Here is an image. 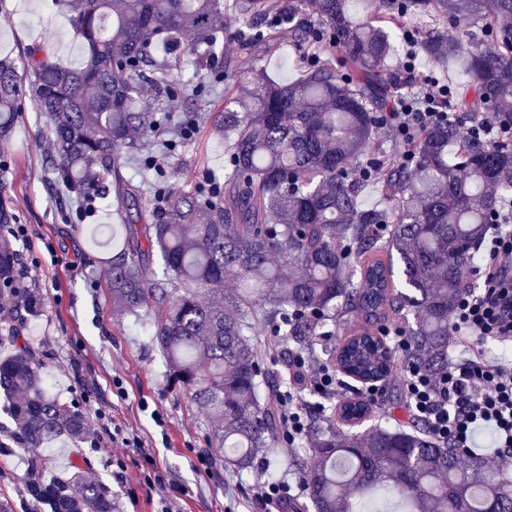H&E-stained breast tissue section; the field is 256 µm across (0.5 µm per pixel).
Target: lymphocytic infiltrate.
Here are the masks:
<instances>
[{
    "label": "lymphocytic infiltrate",
    "instance_id": "1",
    "mask_svg": "<svg viewBox=\"0 0 512 512\" xmlns=\"http://www.w3.org/2000/svg\"><path fill=\"white\" fill-rule=\"evenodd\" d=\"M446 94L439 81L429 80L419 106L400 103L398 111L385 113L383 123L410 148L419 132L445 120L440 101ZM470 271L480 287L462 296L453 318L459 360L439 376L407 370L403 386L409 413L433 437L469 455L487 451L497 458L512 448V359L488 358L483 345L490 339L512 341V227L492 225ZM292 366L305 390L322 399L336 398L344 389L334 370L305 355H296Z\"/></svg>",
    "mask_w": 512,
    "mask_h": 512
}]
</instances>
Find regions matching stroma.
<instances>
[{"instance_id":"obj_1","label":"stroma","mask_w":512,"mask_h":512,"mask_svg":"<svg viewBox=\"0 0 512 512\" xmlns=\"http://www.w3.org/2000/svg\"><path fill=\"white\" fill-rule=\"evenodd\" d=\"M238 27L236 0H224L217 55L206 68L187 69L205 96L196 134L179 150L153 149L170 189L190 190L224 175L228 142L216 133L212 110L242 91L223 76L225 60L239 57ZM41 45L62 66L83 61L67 14L52 0H0V54L22 65L27 51ZM48 149L44 118L23 100L11 136L0 140V203L25 231L12 244L28 267L21 285L43 300L23 336L37 349L48 392L62 403L79 404L95 433L94 442L79 450L59 437L44 455L58 472L81 463L88 478L111 489L117 512H274L259 499V484L267 474L300 481L293 448L278 440L243 470L220 462L209 470L199 466L195 451L209 446L202 412L171 385L147 325L113 310L108 295V227L122 222L125 209L113 195L86 212L64 200L45 168ZM252 338L267 346L266 365L278 390H287L288 341L274 339L267 325ZM116 432L137 439V446L113 447ZM26 469L25 453L0 456V500L12 512H41L25 493Z\"/></svg>"}]
</instances>
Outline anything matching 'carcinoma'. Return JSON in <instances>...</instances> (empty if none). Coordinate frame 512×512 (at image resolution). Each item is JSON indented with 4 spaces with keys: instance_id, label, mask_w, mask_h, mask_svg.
<instances>
[{
    "instance_id": "obj_1",
    "label": "carcinoma",
    "mask_w": 512,
    "mask_h": 512,
    "mask_svg": "<svg viewBox=\"0 0 512 512\" xmlns=\"http://www.w3.org/2000/svg\"><path fill=\"white\" fill-rule=\"evenodd\" d=\"M237 0L240 53L251 67L224 64L244 85L224 101L218 127L231 135L224 186L174 192L158 178L149 194L120 180L122 159L150 161L147 143L191 132L198 113L174 121L191 87L184 62L215 56L223 0H55L87 49L81 68L56 63L44 47L24 67L0 58V138L29 97L47 119L51 180L87 202L115 191L150 220L111 229L106 287L112 306L157 312L153 342L172 382L204 414L211 446L239 469L283 429L278 401L262 398L273 376L252 341L262 323L319 359L313 338L347 317L362 327L326 362L361 381L385 383L410 368L448 371L452 319L465 273L488 227L512 196V140H459L445 122L421 132L409 160L376 158L379 115L412 89L386 61L406 18L426 17L416 52L436 59L465 85H448L444 106L512 126V0ZM461 21L464 37L436 28ZM341 52L307 65L295 83L267 80L258 62L290 43ZM490 38L500 50L481 48ZM164 40L172 54L154 57ZM149 84L153 95L144 96ZM382 183L387 203L360 207L364 183ZM159 252L163 278L150 256ZM234 287L226 288V280ZM20 288L18 255L0 240V393L14 428L7 437L29 455L26 494L47 512H115L112 491L79 465L48 475L39 450L55 436L79 448L87 417L43 385L28 343L17 344L24 314L40 311ZM405 320L410 349L393 360L377 336L391 315ZM369 405L348 400L341 420L355 424ZM314 512H357L354 500L378 488L407 499L411 512H512V454L495 462L463 458L411 421L344 432L314 415L297 455Z\"/></svg>"
}]
</instances>
